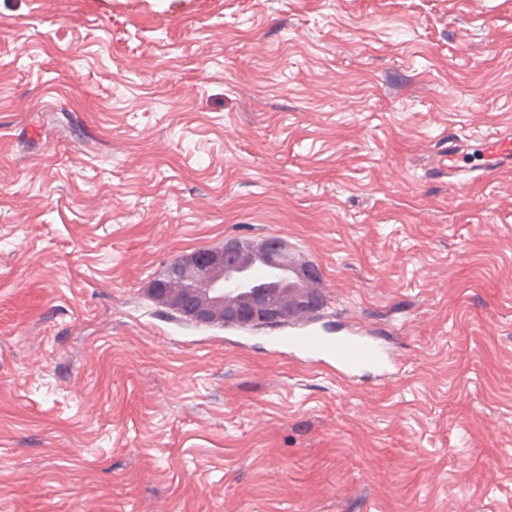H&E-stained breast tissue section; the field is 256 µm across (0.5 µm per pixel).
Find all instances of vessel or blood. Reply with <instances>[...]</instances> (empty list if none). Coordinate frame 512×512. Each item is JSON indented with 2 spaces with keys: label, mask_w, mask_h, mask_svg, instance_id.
Returning <instances> with one entry per match:
<instances>
[{
  "label": "vessel or blood",
  "mask_w": 512,
  "mask_h": 512,
  "mask_svg": "<svg viewBox=\"0 0 512 512\" xmlns=\"http://www.w3.org/2000/svg\"><path fill=\"white\" fill-rule=\"evenodd\" d=\"M512 169V128L455 129L439 138L431 157L436 178L468 186L497 170ZM290 358L311 365H330L338 377L370 376L379 380L397 374L401 361L380 337L360 327L324 335L311 320L289 323Z\"/></svg>",
  "instance_id": "obj_1"
}]
</instances>
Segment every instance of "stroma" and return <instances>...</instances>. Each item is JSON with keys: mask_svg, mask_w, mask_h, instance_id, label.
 <instances>
[{"mask_svg": "<svg viewBox=\"0 0 512 512\" xmlns=\"http://www.w3.org/2000/svg\"><path fill=\"white\" fill-rule=\"evenodd\" d=\"M512 0H0V512H512ZM285 240L336 378L149 298ZM430 169L436 178L463 187L493 171L511 170L512 128L451 130L434 144ZM288 335L290 358L310 365H330L340 378L372 376L378 380L397 374L401 361L383 339L360 327H349L326 336L312 319L291 320Z\"/></svg>", "mask_w": 512, "mask_h": 512, "instance_id": "1", "label": "stroma"}]
</instances>
